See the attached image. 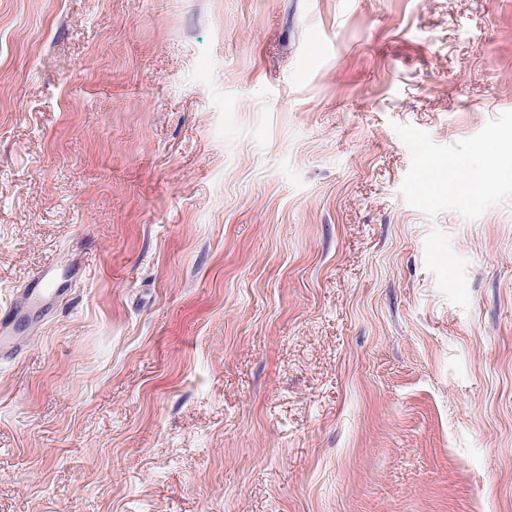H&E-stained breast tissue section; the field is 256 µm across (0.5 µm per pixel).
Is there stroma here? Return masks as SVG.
Segmentation results:
<instances>
[{"instance_id": "obj_1", "label": "stroma", "mask_w": 512, "mask_h": 512, "mask_svg": "<svg viewBox=\"0 0 512 512\" xmlns=\"http://www.w3.org/2000/svg\"><path fill=\"white\" fill-rule=\"evenodd\" d=\"M0 512H512V0H0ZM54 271L55 266H50L34 274L22 289L24 306L15 309L11 305L9 314L0 317V353L14 351L22 343L15 335L19 316L28 311L44 312L49 308L53 297L65 293L63 290L53 288Z\"/></svg>"}]
</instances>
